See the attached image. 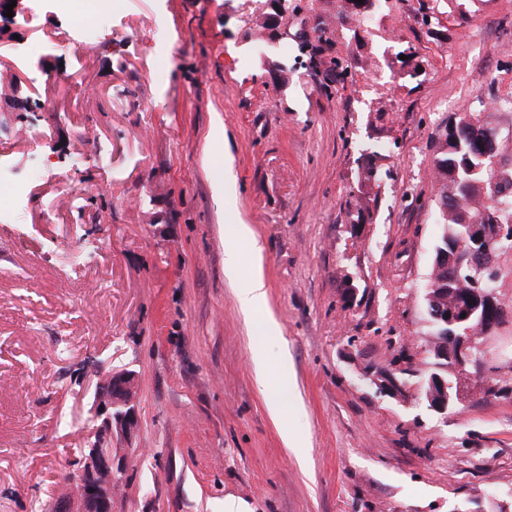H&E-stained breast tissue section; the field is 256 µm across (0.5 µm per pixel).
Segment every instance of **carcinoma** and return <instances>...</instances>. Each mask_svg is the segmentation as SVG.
Segmentation results:
<instances>
[{"label": "carcinoma", "mask_w": 512, "mask_h": 512, "mask_svg": "<svg viewBox=\"0 0 512 512\" xmlns=\"http://www.w3.org/2000/svg\"><path fill=\"white\" fill-rule=\"evenodd\" d=\"M494 128L482 113L461 112L448 119L439 132L441 141L435 171L442 184L441 211L443 231L437 248H448V266L466 250L470 230L479 224L492 227V216L512 211V179H500L498 148L492 145ZM471 291L467 277L434 291L437 303L455 318L468 310Z\"/></svg>", "instance_id": "cac0c4a2"}]
</instances>
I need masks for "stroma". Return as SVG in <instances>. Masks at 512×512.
<instances>
[{
	"label": "stroma",
	"mask_w": 512,
	"mask_h": 512,
	"mask_svg": "<svg viewBox=\"0 0 512 512\" xmlns=\"http://www.w3.org/2000/svg\"><path fill=\"white\" fill-rule=\"evenodd\" d=\"M301 4L302 40L271 39L253 0H116L103 24L72 0L92 34L79 57L46 0L0 33V162L53 173L0 220V512H52L72 489L109 370L139 377L138 433L112 440L126 462L113 512L512 503V397L477 393L442 420L415 392L442 234L435 141L482 112L512 164V0H378L364 19ZM317 41L346 73L311 66ZM405 50L417 73L394 63ZM368 161L380 184L359 185ZM236 219L281 327L261 371L247 279L224 273ZM489 349L474 375L512 382V319ZM285 371L295 397L276 419ZM369 371L409 393L377 396Z\"/></svg>",
	"instance_id": "35a3bbf8"
}]
</instances>
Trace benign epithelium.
Listing matches in <instances>:
<instances>
[{
    "instance_id": "benign-epithelium-1",
    "label": "benign epithelium",
    "mask_w": 512,
    "mask_h": 512,
    "mask_svg": "<svg viewBox=\"0 0 512 512\" xmlns=\"http://www.w3.org/2000/svg\"><path fill=\"white\" fill-rule=\"evenodd\" d=\"M509 247H512L511 219L505 223L498 222L491 232L476 227L473 247L469 251L493 255ZM472 281L474 293L485 299V311L480 316L484 335L493 336L500 327V310L493 296L488 293L496 282L493 269L487 265L482 266L472 275ZM435 318L440 321V340L433 349V355L438 360H452L462 378L451 395L448 394V383L438 375L422 379L419 390L426 393V408L446 420L449 406L462 405L475 392L488 388L486 383L473 382L466 371L475 353L488 351V343L477 342L470 329L460 330L458 319L440 313ZM366 379L383 396L397 398L404 392L401 384L395 380L383 382L371 374L366 375ZM137 390L138 379L132 372L109 371L97 376L93 407L96 425L86 437V448L75 463V491L71 495L58 497L54 512H112L113 486L125 470L123 459L112 453V436L119 434L130 438L137 432Z\"/></svg>"
}]
</instances>
